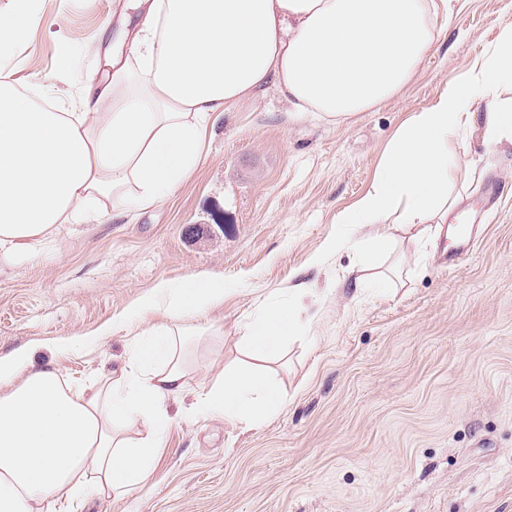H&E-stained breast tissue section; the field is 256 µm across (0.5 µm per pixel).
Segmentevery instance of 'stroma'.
<instances>
[{
  "label": "stroma",
  "instance_id": "35a3bbf8",
  "mask_svg": "<svg viewBox=\"0 0 512 512\" xmlns=\"http://www.w3.org/2000/svg\"><path fill=\"white\" fill-rule=\"evenodd\" d=\"M141 12L115 0H48L10 65L108 79ZM512 23V0H456L416 75L398 94L342 125L289 111L275 88L225 113L202 160L167 203L106 224H68L61 257L0 262V355L33 352L79 388L119 370L134 334L56 346L98 331L162 280L224 278L211 318L224 333L190 357L187 393L169 401L156 471L125 497L87 494L73 512H512V148H488L473 129L456 151L472 166L456 209L474 247L445 268L446 232L433 226L390 291L359 285L357 255L322 256L340 214L369 188L395 132L436 101ZM303 333L270 363L286 394L258 425L194 412L214 382V357L245 360L237 332L257 306L296 284Z\"/></svg>",
  "mask_w": 512,
  "mask_h": 512
}]
</instances>
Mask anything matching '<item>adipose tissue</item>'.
<instances>
[{"label": "adipose tissue", "instance_id": "1", "mask_svg": "<svg viewBox=\"0 0 512 512\" xmlns=\"http://www.w3.org/2000/svg\"><path fill=\"white\" fill-rule=\"evenodd\" d=\"M45 0L0 10V258L60 249L66 224H104L112 212L160 207L188 182L217 114L273 86L297 115L343 124L400 93L441 34L454 0H141L143 21L126 58L98 86L83 77L76 112L35 104L6 63ZM485 110L474 116L471 106ZM482 128L487 145L512 146V24L440 97L413 113L388 145L369 189L340 224L352 239L362 284L391 287L404 244L447 223L460 194L455 142ZM303 286L264 304L240 331L247 366L222 369L202 412L257 424L284 402L262 369L301 327ZM224 282L200 277L160 285L111 325L66 341L92 346L128 321L140 324L119 375L93 392L17 350L0 356V512H58L87 488L123 496L143 487L169 428L167 401L186 388L189 341L207 338ZM163 313L159 324L148 323Z\"/></svg>", "mask_w": 512, "mask_h": 512}]
</instances>
